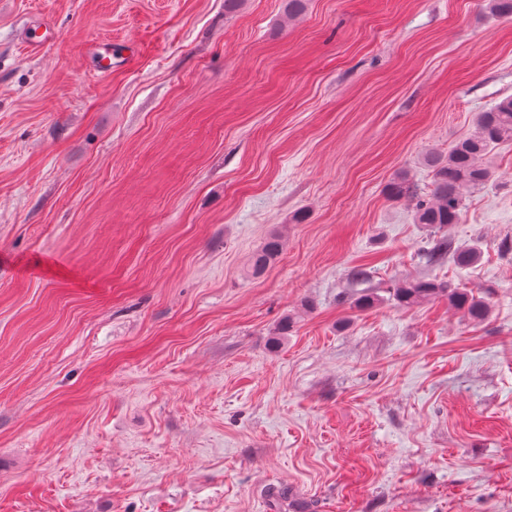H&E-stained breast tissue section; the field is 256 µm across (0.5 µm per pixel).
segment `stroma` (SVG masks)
<instances>
[{
  "mask_svg": "<svg viewBox=\"0 0 512 512\" xmlns=\"http://www.w3.org/2000/svg\"><path fill=\"white\" fill-rule=\"evenodd\" d=\"M507 97L483 0H0V512H512V143L473 268L385 193ZM284 249V241L278 233L266 237L261 247L252 254L247 263V275L261 276L278 259ZM431 244V254L442 255L449 254L453 262L459 268H470L474 266L480 258L481 251L477 246L455 247L453 242L446 236H433ZM390 297L403 307L413 306L420 300L439 293H448V301L471 321H482L488 313L484 300L475 298L464 288L435 283L433 281L402 280L396 288H391Z\"/></svg>",
  "mask_w": 512,
  "mask_h": 512,
  "instance_id": "1",
  "label": "stroma"
}]
</instances>
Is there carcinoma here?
<instances>
[{"mask_svg":"<svg viewBox=\"0 0 512 512\" xmlns=\"http://www.w3.org/2000/svg\"><path fill=\"white\" fill-rule=\"evenodd\" d=\"M486 8L496 18L512 17V0H486ZM512 142V97L480 112L473 130L448 148V154L431 153L427 165L431 169V189L421 197L415 185L406 176L399 175L391 181L386 192L390 199L417 200L415 223L427 224L440 230L460 221L464 209L465 192L480 191L486 187L492 172L483 159L496 145ZM284 249V241L278 233L266 237L261 247L247 263V275L261 276L278 259ZM431 254H449L459 268H470L480 258L476 246L456 247L446 236L434 237ZM448 293V301L463 311L471 321H482L488 313L485 301L469 294L465 289L433 281L403 280L390 292L398 305L409 307L420 300L439 293Z\"/></svg>","mask_w":512,"mask_h":512,"instance_id":"1","label":"carcinoma"}]
</instances>
